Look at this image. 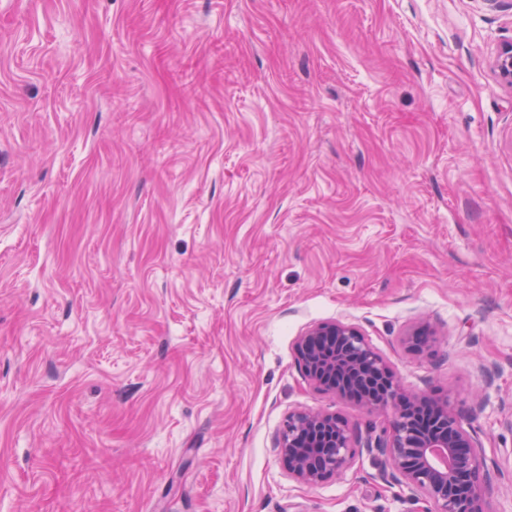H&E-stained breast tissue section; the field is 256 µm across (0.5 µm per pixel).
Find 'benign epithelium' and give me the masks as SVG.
Masks as SVG:
<instances>
[{"label": "benign epithelium", "mask_w": 512, "mask_h": 512, "mask_svg": "<svg viewBox=\"0 0 512 512\" xmlns=\"http://www.w3.org/2000/svg\"><path fill=\"white\" fill-rule=\"evenodd\" d=\"M492 68L512 87V42L500 47ZM413 329L404 341L422 355L428 345ZM296 362L306 379L334 395H361L369 412L392 409L390 429L372 437L355 433L336 415L298 410L288 414L277 444L278 455L296 482L315 487L346 470L355 445L382 456L391 479L429 512H488L485 488L504 476L485 466L482 446L466 430L449 398L430 399L406 391L360 329L342 321L315 323L294 341Z\"/></svg>", "instance_id": "7a95c632"}]
</instances>
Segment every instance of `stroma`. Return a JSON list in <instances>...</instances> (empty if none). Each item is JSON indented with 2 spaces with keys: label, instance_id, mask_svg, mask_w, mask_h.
<instances>
[{
  "label": "stroma",
  "instance_id": "obj_1",
  "mask_svg": "<svg viewBox=\"0 0 512 512\" xmlns=\"http://www.w3.org/2000/svg\"><path fill=\"white\" fill-rule=\"evenodd\" d=\"M511 40L512 0H0V512H420L279 460L293 410L390 426L298 367L334 320L507 467ZM492 68L500 81L512 87V42L500 47L493 60Z\"/></svg>",
  "mask_w": 512,
  "mask_h": 512
}]
</instances>
